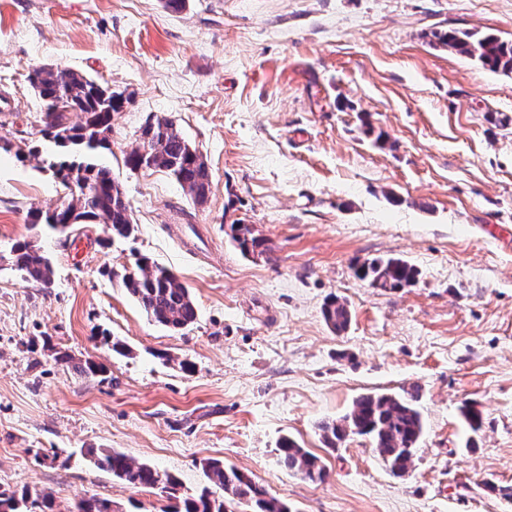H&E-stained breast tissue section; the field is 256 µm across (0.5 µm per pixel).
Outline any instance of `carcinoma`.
Instances as JSON below:
<instances>
[{
  "label": "carcinoma",
  "instance_id": "cac0c4a2",
  "mask_svg": "<svg viewBox=\"0 0 512 512\" xmlns=\"http://www.w3.org/2000/svg\"><path fill=\"white\" fill-rule=\"evenodd\" d=\"M432 42L461 56L480 62L493 72L512 74V40L493 35L476 34L459 29L435 31ZM30 86L44 101V115L39 134L75 154L69 161L63 157L48 162V169L66 192L62 206L52 210L30 211L32 227L45 224L67 233L82 224H93L102 216L112 236L128 238L135 231L131 207L122 186L110 171L95 161L96 154L110 145L112 118L124 109L123 94L114 92L104 99L96 93L99 85L81 73L66 68H33L27 75ZM80 114L72 123L69 115ZM153 132L149 152L132 150L126 165L132 170L158 168L167 171L191 199L198 203L210 187V173L203 157L192 148L169 115H154L141 128V134ZM227 235L248 255L263 242L254 237L246 224L228 225ZM11 262L24 279L44 288L54 283L51 259L29 241L11 248ZM355 275L373 288L395 291L413 285L419 271L397 257L373 259L355 268ZM129 295L153 321L174 331L193 324L197 310L190 289L172 272L139 258L135 268L123 275ZM322 314L335 332L344 331L350 322V311L336 296L326 299ZM461 415L473 432L481 430L483 417L471 404L461 408ZM318 430L325 445L336 448L351 435L368 437L384 465L394 475L405 474L424 433V420L414 400L393 394H365L358 397L351 411L336 420L319 423ZM279 461L289 471L310 482H322L326 470L320 460L302 448L294 439L284 437L279 443ZM94 465L113 477L133 485L154 488L177 498L179 484L168 473H161L146 463H137L114 450H89ZM202 469L207 479L196 494L182 499L176 512H295L287 501L269 494L267 489L236 467L218 459H205ZM54 498L42 491L25 487L20 493L0 492V512H55ZM75 512H118L112 501L91 496L75 504Z\"/></svg>",
  "mask_w": 512,
  "mask_h": 512
}]
</instances>
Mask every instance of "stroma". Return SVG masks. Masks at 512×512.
Wrapping results in <instances>:
<instances>
[{
    "label": "stroma",
    "instance_id": "1",
    "mask_svg": "<svg viewBox=\"0 0 512 512\" xmlns=\"http://www.w3.org/2000/svg\"><path fill=\"white\" fill-rule=\"evenodd\" d=\"M446 27L512 40V0H0V491L51 494L59 512L84 495L165 512L157 490L95 468L94 448L170 473L183 497L216 458L297 512H512L496 492L512 487V122L489 120L512 119V76L432 45ZM44 66L132 93L96 160L133 236L31 229V210L64 197L27 81ZM155 114L207 163L203 204L163 170L126 167ZM28 146L39 156L17 159ZM236 222L262 255L225 235ZM23 240L52 257V288L11 269ZM140 257L188 286L193 324L169 330L127 293ZM379 257L417 282L355 277ZM331 295L350 310L341 333L322 315ZM90 362L103 373L83 374ZM369 393L417 397L425 432L403 476L368 439L332 450L316 428ZM285 435L325 482L280 464ZM355 275L373 288L395 291L413 285L419 271L397 257L373 259L355 268Z\"/></svg>",
    "mask_w": 512,
    "mask_h": 512
}]
</instances>
